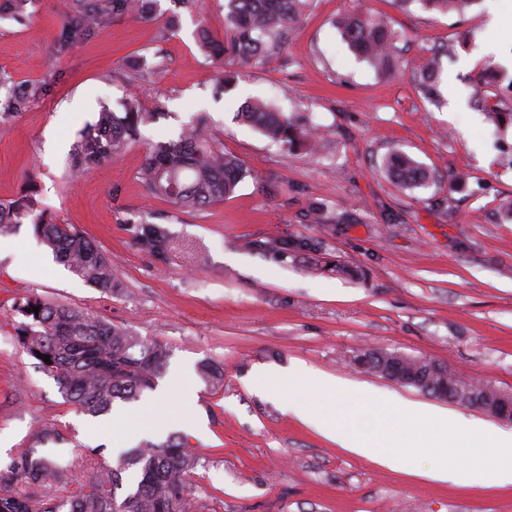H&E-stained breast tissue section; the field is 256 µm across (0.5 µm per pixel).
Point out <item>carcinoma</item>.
I'll list each match as a JSON object with an SVG mask.
<instances>
[{"mask_svg": "<svg viewBox=\"0 0 512 512\" xmlns=\"http://www.w3.org/2000/svg\"><path fill=\"white\" fill-rule=\"evenodd\" d=\"M310 0H225L224 37L215 36L201 25L196 31L200 52L220 63L238 58L257 66L265 65L279 48L288 25ZM419 3L427 10L462 13L478 0H400ZM34 0H7L0 19L24 22ZM117 17L151 21L164 18L162 33L180 28V15L160 8V0H71L56 35L53 50L58 59L92 41L97 32ZM338 29L350 47L374 62H389L394 34L387 23L376 17L347 15ZM129 72L138 79L154 74L157 65L145 57L128 62ZM439 62L434 60L416 76L424 97L440 101ZM8 86L0 96V120L19 116L37 100L52 91V82L42 80L18 85L12 76L0 72V86ZM471 102L485 112L495 126L512 124V105L498 96L481 91ZM160 107L147 108L128 98L122 111L103 109L96 123L80 134L69 153V167L75 173H88L118 159L141 140L142 129L157 121ZM240 119L267 136L273 143L292 149L312 144L314 130L289 119L273 102L251 100L238 110ZM383 165L393 182L417 188L433 175L410 156L389 152ZM149 191L181 209L202 210L221 203L234 194L245 178L240 161L224 153V144L210 134L205 119L198 117L182 125L174 138L146 147L141 168ZM37 184L29 181L16 199L0 203V229L27 222L34 225L40 242L54 257L85 283L105 292L122 287L112 269V257L71 224H60L47 210L36 211ZM134 245L155 261L168 263L170 240L160 224H128ZM258 247L274 253H318L322 241L315 237L282 239L273 237ZM39 312L32 311V307ZM12 317L15 341L37 368L50 375L72 406L93 419L112 413L116 402H133L156 388L167 369V344L89 315L82 310L54 305L35 295L14 300ZM50 356L45 362L43 356ZM202 378L210 383L224 380L223 367L207 361L199 366ZM68 440L58 429L40 431L33 446L0 465V512H196L192 489L199 458L177 436L161 442L142 441L137 447L119 453L108 461L104 448H88L84 456L69 464L54 458L48 445ZM94 461L87 481L77 491L58 496L51 488L71 484L72 470ZM133 487L120 494L123 476Z\"/></svg>", "mask_w": 512, "mask_h": 512, "instance_id": "carcinoma-1", "label": "carcinoma"}]
</instances>
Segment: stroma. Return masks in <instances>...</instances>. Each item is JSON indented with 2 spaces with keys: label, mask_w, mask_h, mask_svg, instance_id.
Returning <instances> with one entry per match:
<instances>
[{
  "label": "stroma",
  "mask_w": 512,
  "mask_h": 512,
  "mask_svg": "<svg viewBox=\"0 0 512 512\" xmlns=\"http://www.w3.org/2000/svg\"><path fill=\"white\" fill-rule=\"evenodd\" d=\"M67 5L37 0L25 24L0 21V71L18 82L66 72L49 96L0 122V201L15 198L34 174L42 208L111 255L122 286L108 294L45 261L30 225L0 232V463L50 425L113 454L103 422L65 402L14 339L11 306L35 293L168 345L158 384H175L177 393L128 403L124 444L171 433L187 439L200 459L197 512H512V487L472 486L457 472L433 482L423 476L432 467L426 459L415 476L387 469L320 436L251 383L259 371L299 368L369 388L387 403L484 420L351 365L355 352L373 347L446 363L512 395V220L502 216L512 201V165L470 102L486 70L512 75V40L491 24L495 0L461 16L399 0H311L266 65L226 63L237 87L218 101L217 67L193 33L201 19L223 33L224 0H207L201 18L184 17L173 36H161L156 21L115 19L60 60L52 44ZM348 14L388 19L390 67L349 47L336 27ZM448 44L455 54L443 59L441 76L452 82L457 111L428 102L414 81ZM137 55L157 63V73L123 81ZM129 96L168 112L143 129L152 143L208 112L225 152L247 171L236 192L200 211L177 210L147 191L140 146L73 174L68 156L78 131ZM249 97L308 116L314 147L291 153L239 122L236 110ZM392 149L429 169L432 181L394 184L382 169ZM459 173L468 183L450 212L442 200ZM313 202L324 207L323 223L306 217ZM144 222L168 229V264L133 245L126 227ZM272 237H317L324 248L275 256L259 248ZM336 264L346 274L334 273ZM205 360L223 365V385L200 376Z\"/></svg>",
  "instance_id": "obj_1"
}]
</instances>
